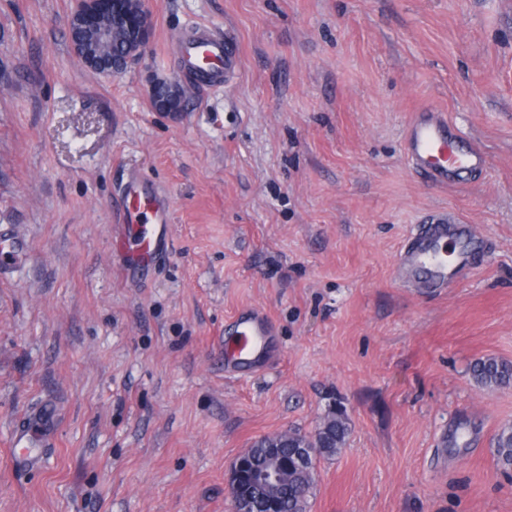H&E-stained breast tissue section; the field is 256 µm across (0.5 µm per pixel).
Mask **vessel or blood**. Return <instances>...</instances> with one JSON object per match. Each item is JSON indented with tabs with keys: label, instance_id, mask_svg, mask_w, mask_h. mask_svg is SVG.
Wrapping results in <instances>:
<instances>
[{
	"label": "vessel or blood",
	"instance_id": "1",
	"mask_svg": "<svg viewBox=\"0 0 512 512\" xmlns=\"http://www.w3.org/2000/svg\"><path fill=\"white\" fill-rule=\"evenodd\" d=\"M180 51L191 71H233L235 59L226 54L223 40L208 32L181 42ZM460 131L450 125L446 113L429 108L415 113L402 141L403 155L412 171L437 186L460 185L465 178L484 170L487 154L479 148H459ZM123 222L116 242L124 247L130 267L152 266L169 247L168 206L158 187L134 180L122 200ZM471 225L447 212L431 214L409 238L395 268L396 280L408 286L447 287L449 280L464 279L473 266L474 250L468 238ZM30 246L22 235L0 236V267L26 261ZM275 332L267 313L259 307L239 311L224 336V374L236 377L267 362L273 352ZM48 410H41L19 427L11 440L16 465L37 460L38 446L47 444L44 423Z\"/></svg>",
	"mask_w": 512,
	"mask_h": 512
}]
</instances>
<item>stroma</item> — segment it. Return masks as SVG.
Returning <instances> with one entry per match:
<instances>
[{
    "label": "stroma",
    "mask_w": 512,
    "mask_h": 512,
    "mask_svg": "<svg viewBox=\"0 0 512 512\" xmlns=\"http://www.w3.org/2000/svg\"><path fill=\"white\" fill-rule=\"evenodd\" d=\"M142 58L105 76L73 55L71 0H0V512H232L225 475L258 438L348 417L308 512H512L493 438L512 384V0H144ZM240 59L186 74L197 25ZM180 82L160 112L156 85ZM425 106L489 157L430 186L402 153ZM170 200L171 246L128 269L113 246L130 175ZM445 209L488 241L450 288L393 268ZM275 323L265 368L224 377V325ZM55 409L36 467L14 429ZM0 235V267L4 268L26 261L30 246L26 238L15 232ZM471 375L478 386L501 387L512 381V362L494 357L481 358L471 366Z\"/></svg>",
    "instance_id": "obj_1"
}]
</instances>
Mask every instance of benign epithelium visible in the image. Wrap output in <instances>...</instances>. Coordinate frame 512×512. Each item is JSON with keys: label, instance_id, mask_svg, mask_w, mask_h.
<instances>
[{"label": "benign epithelium", "instance_id": "7a95c632", "mask_svg": "<svg viewBox=\"0 0 512 512\" xmlns=\"http://www.w3.org/2000/svg\"><path fill=\"white\" fill-rule=\"evenodd\" d=\"M124 21L129 56L126 61L144 55L149 42L147 15L143 0H73L68 15L71 47L77 59L87 68L102 72L100 49L111 43L112 18ZM278 475L271 470L247 469L245 455L232 463L226 486L233 512H251L253 496H261L277 482Z\"/></svg>", "mask_w": 512, "mask_h": 512}]
</instances>
